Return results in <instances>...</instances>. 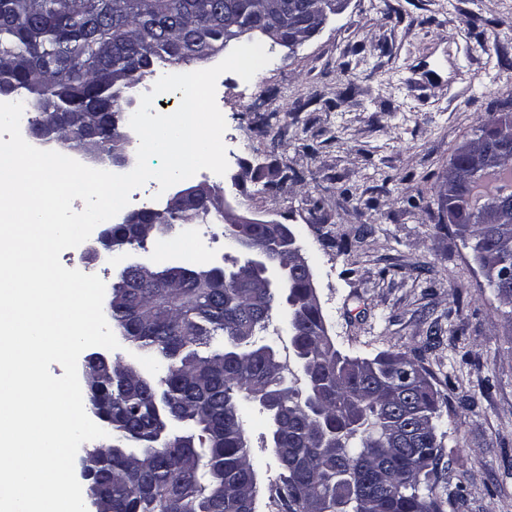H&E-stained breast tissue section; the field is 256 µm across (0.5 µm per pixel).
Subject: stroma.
Listing matches in <instances>:
<instances>
[{
	"label": "stroma",
	"mask_w": 512,
	"mask_h": 512,
	"mask_svg": "<svg viewBox=\"0 0 512 512\" xmlns=\"http://www.w3.org/2000/svg\"><path fill=\"white\" fill-rule=\"evenodd\" d=\"M266 52L251 83L217 80L228 202L290 225L342 354L405 352L422 366L461 489L446 512H512V333L442 219L452 154L512 95V0H348L302 46ZM422 65L438 76L418 96L405 79ZM128 257L94 261L82 244L60 261L110 286ZM244 428L256 512H276L280 468L258 405Z\"/></svg>",
	"instance_id": "35a3bbf8"
}]
</instances>
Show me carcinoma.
I'll list each match as a JSON object with an SVG mask.
<instances>
[{
	"label": "carcinoma",
	"mask_w": 512,
	"mask_h": 512,
	"mask_svg": "<svg viewBox=\"0 0 512 512\" xmlns=\"http://www.w3.org/2000/svg\"><path fill=\"white\" fill-rule=\"evenodd\" d=\"M296 23L310 22V7L325 0H286ZM256 0H0V87L26 92L37 112L30 127L49 131L71 118L67 139L99 159L125 147L113 117L123 113V92L152 76L157 62L188 65L224 49V11L260 31ZM445 208L460 223L454 233L481 247L487 265L512 267V190L485 199L458 186ZM212 209L176 210L171 220L192 224ZM113 231L140 246L144 225ZM217 277L202 266L163 267L152 282L131 276L116 286L123 301L112 325L138 350L166 364L157 392L140 383L104 379L88 390V405L112 423V452L88 450L100 495L112 512H256L255 463L248 453L242 402L264 405L271 450L281 468L273 505L277 512H432L457 500L433 495L452 461L437 451L413 459L417 431L435 422L438 405L428 380L402 398L384 364L348 373L352 357L315 328L323 314L305 301L306 288L288 269L286 293L257 287L233 275ZM498 300L512 306V282L489 275ZM285 306L293 362L273 357L259 343L274 310ZM216 336L224 348H200ZM184 418L197 438L154 441V404Z\"/></svg>",
	"instance_id": "1"
}]
</instances>
